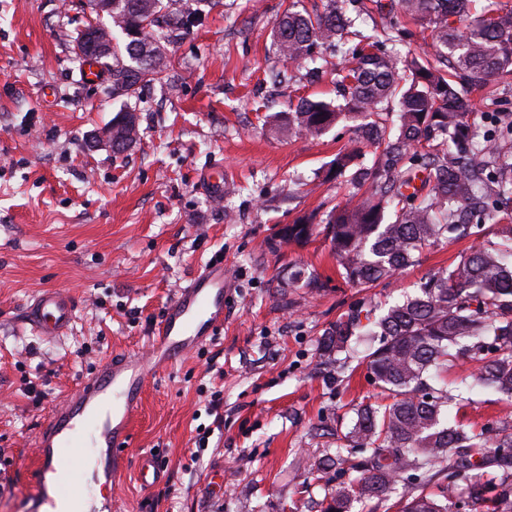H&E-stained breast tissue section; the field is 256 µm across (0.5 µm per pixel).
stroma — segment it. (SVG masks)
<instances>
[{
    "mask_svg": "<svg viewBox=\"0 0 512 512\" xmlns=\"http://www.w3.org/2000/svg\"><path fill=\"white\" fill-rule=\"evenodd\" d=\"M292 0H191L189 34L168 47L164 79L113 97L112 79L85 78L74 51L82 0H0V512H26L32 443L42 420L115 353L146 352L176 290L210 262L229 271L224 326L213 343L149 380L131 461L152 453L165 479L143 488L128 469L111 490L116 512H319L330 473L303 486L309 465L343 447L353 408L377 389L365 365L319 363L323 331L350 305L413 292L468 245L425 252L419 264L362 290L341 278L324 236L279 244L299 216L328 211L346 186L329 180L355 135L342 122L319 138L277 134L272 117L302 97H337L335 65L309 81L272 45ZM399 22L401 51H429L416 21L360 17L357 30ZM472 117L512 121V84L471 90ZM139 138L114 152L92 142L120 107ZM231 193L214 197L205 173ZM317 275L305 287L294 274ZM70 291L72 328L34 335L23 312L42 289ZM220 397L222 428L207 403Z\"/></svg>",
    "mask_w": 512,
    "mask_h": 512,
    "instance_id": "stroma-1",
    "label": "stroma"
}]
</instances>
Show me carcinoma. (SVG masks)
I'll return each instance as SVG.
<instances>
[{
    "mask_svg": "<svg viewBox=\"0 0 512 512\" xmlns=\"http://www.w3.org/2000/svg\"><path fill=\"white\" fill-rule=\"evenodd\" d=\"M396 0L397 10L430 29L434 57L378 53L366 43L337 73L343 102L301 98L278 118L276 130L323 135L343 119L355 122L354 145L336 154V177L350 185L325 224L303 216L281 239L303 243L324 234L345 281L370 288L415 264L427 250L477 235L469 251L427 276L419 291L387 309L359 304L326 329L320 356L367 342L366 363L380 400L356 410L344 435L369 456L351 465V484L325 494L321 512H351L357 500H389L397 512H512V433L507 424L477 428L450 419L460 406L445 382L459 359L478 363L468 392L512 398V128L469 121L470 87L512 78V8L486 0ZM195 13L185 0H112L100 28L112 42V95L133 97L168 68L167 42L187 31ZM351 25L327 0L321 12L291 5L275 21L276 53L304 65L344 38ZM143 33L139 48L127 31ZM397 102L396 121L387 122ZM138 125L112 119V138L134 143ZM373 150L372 164L359 162ZM497 220L494 238L482 222ZM348 459L326 454L311 472L341 471ZM495 468L494 481L476 479ZM469 484L465 498L448 486Z\"/></svg>",
    "mask_w": 512,
    "mask_h": 512,
    "instance_id": "1",
    "label": "carcinoma"
}]
</instances>
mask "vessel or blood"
I'll use <instances>...</instances> for the list:
<instances>
[{
    "label": "vessel or blood",
    "instance_id": "obj_1",
    "mask_svg": "<svg viewBox=\"0 0 512 512\" xmlns=\"http://www.w3.org/2000/svg\"><path fill=\"white\" fill-rule=\"evenodd\" d=\"M228 271L214 262L191 277L168 303L146 353L115 355L78 393L57 405L35 439L36 491L28 512H74L84 492L66 485L59 475L60 451L91 449L96 465L90 485L109 487L129 462L133 419L138 412L149 370H163L210 342L224 325V285ZM76 301L64 291L47 288L27 306L24 321L46 339L65 335Z\"/></svg>",
    "mask_w": 512,
    "mask_h": 512
}]
</instances>
